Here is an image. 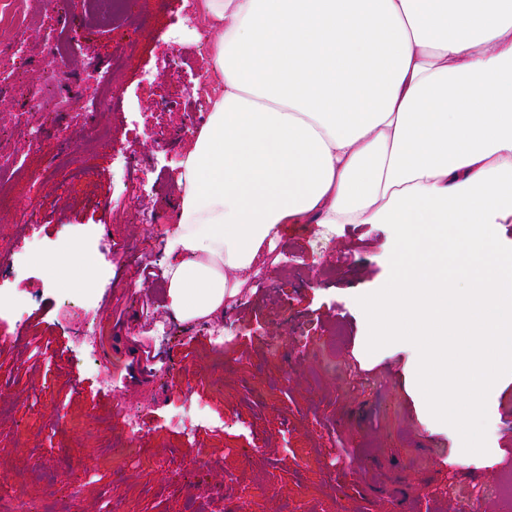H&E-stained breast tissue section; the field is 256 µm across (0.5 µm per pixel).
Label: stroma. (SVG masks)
Listing matches in <instances>:
<instances>
[{"label":"stroma","mask_w":512,"mask_h":512,"mask_svg":"<svg viewBox=\"0 0 512 512\" xmlns=\"http://www.w3.org/2000/svg\"><path fill=\"white\" fill-rule=\"evenodd\" d=\"M186 5L126 0L123 22L107 26L92 0H61L69 27L47 15L28 28L21 57L14 29L0 27V60L16 70L0 89V150L17 168L0 255L93 258L100 329L95 360L76 358L83 325L64 308L68 281L0 268L24 300L17 312L0 307L14 334L0 345L6 502L52 512H503L512 363L480 394L474 428L486 448L463 466L455 427L415 386L412 338L372 336L362 301L406 264L396 225H288L263 279L205 322L176 320L160 284L143 290L137 271L163 268L181 163L214 95L210 83L203 98L188 93L211 65ZM49 27L68 38L71 69L47 85ZM124 52L129 62L114 66ZM39 84L34 106L28 89ZM92 113L98 139L85 135ZM35 131L69 162L48 169ZM132 334L150 342V365H139ZM186 411L197 418L188 436L170 423Z\"/></svg>","instance_id":"stroma-1"}]
</instances>
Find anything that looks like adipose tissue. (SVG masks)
I'll return each instance as SVG.
<instances>
[{
    "label": "adipose tissue",
    "instance_id": "1",
    "mask_svg": "<svg viewBox=\"0 0 512 512\" xmlns=\"http://www.w3.org/2000/svg\"><path fill=\"white\" fill-rule=\"evenodd\" d=\"M219 90L163 238L166 308L222 313L290 224H395L416 260L363 301L412 337L417 385L466 455L478 388L512 362V0H199ZM468 248L463 285L440 255ZM491 227L493 235L487 242L489 252L503 260L512 259V223L493 224Z\"/></svg>",
    "mask_w": 512,
    "mask_h": 512
}]
</instances>
